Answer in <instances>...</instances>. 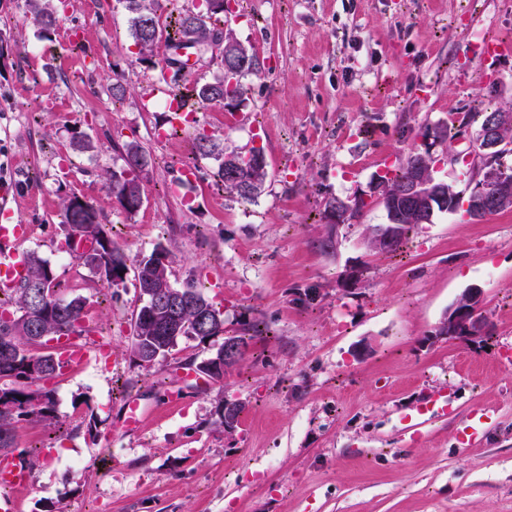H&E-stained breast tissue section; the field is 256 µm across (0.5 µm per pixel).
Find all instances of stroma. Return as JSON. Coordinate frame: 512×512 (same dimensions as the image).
Wrapping results in <instances>:
<instances>
[{
  "instance_id": "obj_1",
  "label": "stroma",
  "mask_w": 512,
  "mask_h": 512,
  "mask_svg": "<svg viewBox=\"0 0 512 512\" xmlns=\"http://www.w3.org/2000/svg\"><path fill=\"white\" fill-rule=\"evenodd\" d=\"M232 14L260 68L240 109L209 107L195 128L229 151L263 149L268 176L251 202L221 186L191 136L159 138L171 115L142 104L159 73L136 61L121 0H72L48 40L23 0H0V182L37 227L18 252H37L87 296L84 324L115 357L50 381L53 424L16 423L30 453L19 512H512V209L440 213L395 253L370 246L387 221L370 185L409 152L431 151L455 191L474 186L461 156L479 150L481 113L512 112V53L491 73L471 48L512 42V0H235ZM89 84L97 98L83 95ZM442 121L454 129L426 145L425 128ZM77 132L92 151L73 150ZM129 141L150 155L131 216L106 186ZM188 164L186 197L172 195ZM72 196L93 205L128 266L164 245L171 282L201 287L223 335L137 363L134 277L106 297L62 257L60 204ZM360 196L366 207L323 250L324 200ZM472 286L490 335L479 346L433 339ZM248 323L260 335L222 382L180 379ZM132 396L150 411L128 434L117 425ZM443 399L447 414H432ZM227 400L244 404L231 430Z\"/></svg>"
}]
</instances>
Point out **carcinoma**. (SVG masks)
<instances>
[{"mask_svg":"<svg viewBox=\"0 0 512 512\" xmlns=\"http://www.w3.org/2000/svg\"><path fill=\"white\" fill-rule=\"evenodd\" d=\"M123 2L130 14L134 43L139 47V61L153 67L156 66L157 43L162 38L173 51L189 46L195 49L198 57H203L211 34L223 31L220 23L228 16L224 0H202L199 9L189 8L166 17L163 16L162 0ZM24 5L44 38L50 39L58 22L56 7L50 0H24ZM259 65L253 48L240 41L231 51L230 70H223L210 80L202 77L185 80L181 60L176 57L167 59V67L173 71V80L178 82L184 103L193 112L212 105L238 108L246 94L242 78L257 71ZM193 147L198 155L218 161L217 177L225 189L249 201L263 192L267 162L261 151L226 153L220 143L201 134L194 135ZM119 151L124 166L120 173L108 176L107 188L119 207L133 214L139 210L135 202L143 198L139 174L148 166V159L135 141L123 144ZM508 154H512V148L495 154L481 153L476 169L482 173L492 171L503 183H512V164L504 161ZM416 166L422 169L426 180H435L424 158L415 151L410 152L392 179L385 181L381 203L386 213L406 211L404 200L396 196V192L409 180ZM364 206L366 202L362 198L351 204L335 197L329 198L324 203L322 218L330 225L332 218L338 216L341 223L346 224ZM61 212L64 240H72L74 228L78 227L85 238L96 242L102 250L100 262L82 258L80 264L110 288L123 284L125 277L115 279L112 271H128L124 249L112 240L104 225L85 223L86 218L96 215L93 205L88 201L76 204L69 198L62 201ZM428 223L430 220L419 215L407 217L402 221L399 237L384 252L398 250L415 227ZM161 252L166 254L168 249L159 244L137 263L135 277L140 295L146 297L151 290L164 285L167 291L181 295L185 304L175 320H169L160 311L145 305L139 308L131 336V353L139 363L153 361L159 349L164 355L170 353L183 338L206 341L224 332L223 313L194 281L187 280L176 287L169 278V265L155 264L154 256ZM25 262L27 274L18 288L0 299V380L3 381L0 387V453L16 451L13 429L19 415L12 408L23 410L26 417L49 423L56 420L55 399L47 382L57 375L61 365L54 353H35L32 348L45 346L60 336L81 338L85 334L82 319L87 298L82 295L63 296L60 275L37 254H28ZM200 313L207 314L208 325L205 328L197 321Z\"/></svg>","mask_w":512,"mask_h":512,"instance_id":"1","label":"carcinoma"}]
</instances>
